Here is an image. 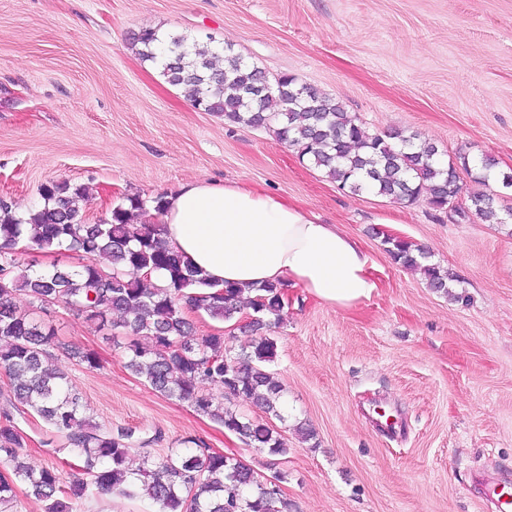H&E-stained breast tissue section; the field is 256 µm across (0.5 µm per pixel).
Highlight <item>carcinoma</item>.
I'll return each mask as SVG.
<instances>
[{"instance_id":"cac0c4a2","label":"carcinoma","mask_w":512,"mask_h":512,"mask_svg":"<svg viewBox=\"0 0 512 512\" xmlns=\"http://www.w3.org/2000/svg\"><path fill=\"white\" fill-rule=\"evenodd\" d=\"M143 59L160 65L161 76L186 91L195 106L215 112L229 124L271 128L276 139L294 148L299 158L324 171L352 193L370 189L395 201L413 204L427 195L428 204L443 212L463 193L458 167L469 161L443 160L435 145L402 130L373 133L351 116L336 98L282 75L270 91H258L260 68L248 65L233 48H224L227 67L213 65L211 47L183 36L143 29L132 37ZM496 160L483 156L474 182L489 185ZM43 204L18 216L0 201V373L10 380L8 405L0 409V505L14 497L16 483L46 503V512H78L89 488L102 494L137 499L151 512H288V499L263 482L242 461L211 452L193 438L183 448L156 458L139 442L146 467L133 470V432L104 427L83 416L85 406L68 377L53 367L49 348L54 329L17 309L24 294L39 304L70 308L99 331L123 328L125 365L155 391L190 403L194 409L233 432L245 444L271 456H285L288 446L267 423L224 407V400L243 396L268 414L281 417L282 387L266 370L276 355L273 327L283 323L286 286L268 283L256 289L252 320L244 331L251 342L232 352L222 333L187 340L194 324L189 314L231 320L241 312L238 288L210 282L181 254L162 240L160 224H132V210L145 209L138 196L114 207L108 221L89 224L79 202L82 189L51 182L41 193ZM477 217L504 224L512 208L498 210L501 195L467 194ZM394 263L423 272L427 286L448 295L452 276L428 263L426 247L399 237L383 239ZM68 251L91 259L70 269L37 271L21 266L22 252ZM106 258L105 270L93 259ZM157 273L163 284L147 289L140 274ZM121 322L112 320L114 314ZM22 406L48 426L52 438L78 462L81 477L68 484L58 468H31L20 453L23 437L11 409Z\"/></svg>"}]
</instances>
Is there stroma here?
Instances as JSON below:
<instances>
[{
    "mask_svg": "<svg viewBox=\"0 0 512 512\" xmlns=\"http://www.w3.org/2000/svg\"><path fill=\"white\" fill-rule=\"evenodd\" d=\"M145 28L232 47L270 78L340 100L370 131L408 130L441 157L487 154L512 173V0H0V199L16 212L52 181L83 189L91 224L126 197L149 202L194 179L261 185L358 240L381 284L349 309L288 286L268 366L280 416L229 402L281 434L284 456L152 390L74 311L17 296L55 329L52 362L92 421L162 432L156 456L200 440L279 479L290 512H497L483 484L512 487V221L340 189L271 130L194 108L131 46ZM387 236L429 248L454 276L450 295L395 264ZM14 421L32 468L70 476L41 418ZM303 423L313 442L296 436Z\"/></svg>",
    "mask_w": 512,
    "mask_h": 512,
    "instance_id": "stroma-1",
    "label": "stroma"
}]
</instances>
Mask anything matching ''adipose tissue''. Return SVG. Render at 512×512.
Segmentation results:
<instances>
[{
  "label": "adipose tissue",
  "instance_id": "obj_1",
  "mask_svg": "<svg viewBox=\"0 0 512 512\" xmlns=\"http://www.w3.org/2000/svg\"><path fill=\"white\" fill-rule=\"evenodd\" d=\"M166 245L209 280L253 294L267 283H292L329 305L349 309L379 283L359 243L319 216L260 186L191 181L164 197Z\"/></svg>",
  "mask_w": 512,
  "mask_h": 512
}]
</instances>
